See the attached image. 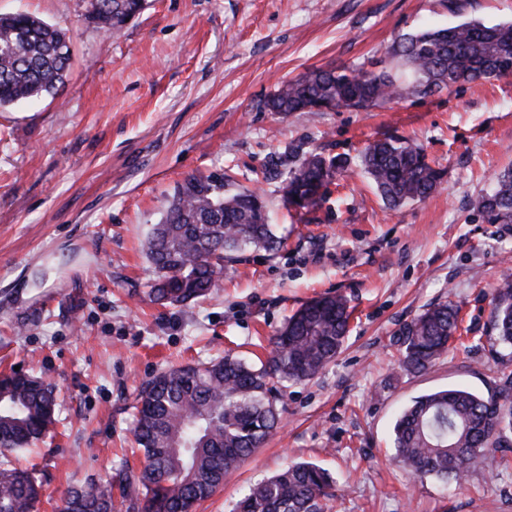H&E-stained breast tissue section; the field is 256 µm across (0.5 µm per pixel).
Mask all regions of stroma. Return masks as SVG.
Returning <instances> with one entry per match:
<instances>
[{"label":"stroma","instance_id":"stroma-1","mask_svg":"<svg viewBox=\"0 0 512 512\" xmlns=\"http://www.w3.org/2000/svg\"><path fill=\"white\" fill-rule=\"evenodd\" d=\"M86 9L87 0H0V13L29 12L72 34L62 95L0 109V372L20 367L60 393L52 434L19 456L43 484L33 512H60L70 487L139 466L144 383L228 351L267 358L288 317L325 293L354 309L342 352L285 388L280 427L196 512H233L293 460L331 473L335 512H512V432L499 465L459 487L412 481L390 460L395 419L414 398L449 386L484 394L512 372L491 306L512 261V224L483 223L471 207L512 168V75L369 112L265 106L282 81L371 65L416 29L510 22L512 0H146L117 38ZM390 135L443 169L424 202L387 208L357 163L365 143ZM296 146L352 160L301 220L271 164ZM227 172L263 194L285 246L234 254L206 299L150 302L142 239L178 183ZM447 300L461 308L464 345L426 372L404 371L406 324Z\"/></svg>","mask_w":512,"mask_h":512}]
</instances>
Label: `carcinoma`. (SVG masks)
<instances>
[{"instance_id":"cac0c4a2","label":"carcinoma","mask_w":512,"mask_h":512,"mask_svg":"<svg viewBox=\"0 0 512 512\" xmlns=\"http://www.w3.org/2000/svg\"><path fill=\"white\" fill-rule=\"evenodd\" d=\"M146 0H87L86 19L118 35ZM72 62L68 30L27 13L0 14V108L58 96ZM380 69L319 68L281 83L267 101L272 112L368 111L478 81L512 75V23L477 20L403 34L379 61ZM381 200L391 208L422 202L444 172L424 150L395 136L377 139L359 156ZM283 202L309 212L325 198L348 158L300 147L277 162ZM472 209L487 224H512V170ZM281 241L268 224L263 196L213 178L190 176L175 188L160 223L144 242L155 278L149 297L187 304L210 294L224 279V261L246 247L274 251ZM493 326L512 347V275L492 292ZM460 309L436 303L407 325L401 367L429 369L460 338ZM352 312L341 296L304 303L273 338V351L256 369L234 354L171 369L142 386L134 427L143 466L115 481L73 487L63 512H112L117 483L125 512H193L228 474L265 442L280 423L277 402L285 382L313 378L342 350ZM53 390L17 372L0 374V512H32L42 483L9 464V456L48 434L58 422ZM512 430V374L485 397L448 387L412 401L393 427L392 461L421 480L459 486L485 466L491 449ZM333 480L322 467L292 462L239 501L235 512H332Z\"/></svg>"}]
</instances>
